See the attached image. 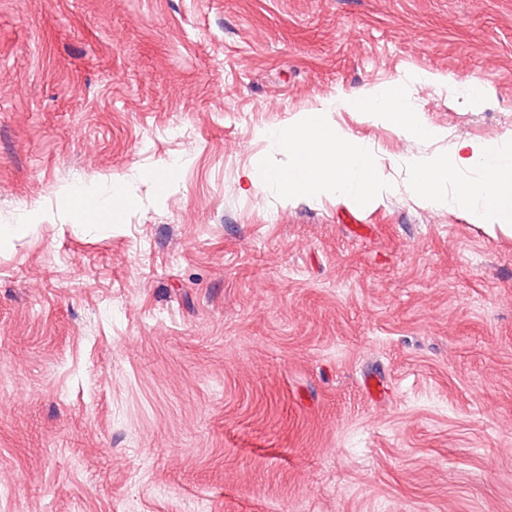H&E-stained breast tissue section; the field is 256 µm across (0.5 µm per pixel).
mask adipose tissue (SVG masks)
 Returning <instances> with one entry per match:
<instances>
[{
    "label": "adipose tissue",
    "mask_w": 512,
    "mask_h": 512,
    "mask_svg": "<svg viewBox=\"0 0 512 512\" xmlns=\"http://www.w3.org/2000/svg\"><path fill=\"white\" fill-rule=\"evenodd\" d=\"M413 189L430 204L470 210L488 231L512 234V142L458 143L452 153L414 158ZM478 168L482 176L458 180L463 169Z\"/></svg>",
    "instance_id": "1"
}]
</instances>
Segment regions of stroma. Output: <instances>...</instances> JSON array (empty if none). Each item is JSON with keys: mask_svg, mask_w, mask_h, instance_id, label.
<instances>
[{"mask_svg": "<svg viewBox=\"0 0 512 512\" xmlns=\"http://www.w3.org/2000/svg\"><path fill=\"white\" fill-rule=\"evenodd\" d=\"M396 81L373 201L250 189ZM509 136L512 0H0V512H512V235L409 167ZM96 209L99 211L98 220L104 223L120 224L126 212V202L122 194L114 190L110 200L97 199L94 201ZM106 214L111 215V219H106Z\"/></svg>", "mask_w": 512, "mask_h": 512, "instance_id": "35a3bbf8", "label": "stroma"}]
</instances>
